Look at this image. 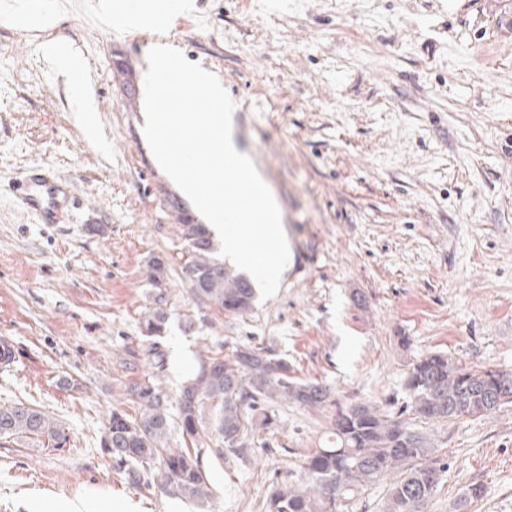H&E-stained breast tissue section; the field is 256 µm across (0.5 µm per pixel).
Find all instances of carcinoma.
I'll list each match as a JSON object with an SVG mask.
<instances>
[{
    "instance_id": "carcinoma-1",
    "label": "carcinoma",
    "mask_w": 512,
    "mask_h": 512,
    "mask_svg": "<svg viewBox=\"0 0 512 512\" xmlns=\"http://www.w3.org/2000/svg\"><path fill=\"white\" fill-rule=\"evenodd\" d=\"M181 231L191 260L181 268L192 296L235 314L249 311L254 290L249 280L231 276L211 257L213 242L204 224L183 219ZM166 258L149 261L148 279L163 282ZM168 320L155 308L144 321L147 337H159ZM499 371L470 367L442 353L419 356L405 376L408 403L387 412L363 401L334 416L331 439L314 448L302 463L305 486L285 481L273 485L267 512H349L351 501L364 487L393 478L387 489L386 512H427L445 465L428 433L416 423L459 417H483L512 403V373L504 381L491 379ZM138 410L135 415L112 412L101 437V449L112 468L127 481L149 490L205 500L211 494V476L198 448L204 435L203 413H212V431L224 451L240 456L249 436L269 427V406L284 401L309 410L336 404L331 388L302 381L285 357L257 344H240L227 357H212L199 364L171 399L154 381L131 385ZM176 414H171L170 406ZM179 427L182 447L168 445L171 425ZM43 438L61 448L68 441L64 428L42 410L14 403L0 405V439Z\"/></svg>"
}]
</instances>
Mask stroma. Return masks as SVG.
Segmentation results:
<instances>
[{"label": "stroma", "mask_w": 512, "mask_h": 512, "mask_svg": "<svg viewBox=\"0 0 512 512\" xmlns=\"http://www.w3.org/2000/svg\"><path fill=\"white\" fill-rule=\"evenodd\" d=\"M7 1L47 21L24 32L0 17V339L17 351L0 404L37 405L69 441L0 439V512H266L274 482H300L335 407L273 404L267 448L241 460L203 436L201 506L131 485L100 447L112 412L137 411L132 382L154 375L177 395L199 360L238 343H265L338 404L389 412L430 352L512 372V0H192L168 15L186 59L222 71L234 136L294 255L242 316L181 280L176 190L125 108L150 41L97 26V0ZM51 42L91 81L94 137ZM35 167L73 187L65 223L14 206L10 185ZM155 256L170 265L158 288ZM159 304L161 373L142 332ZM426 430L447 465L429 512H512V404Z\"/></svg>", "instance_id": "stroma-1"}]
</instances>
